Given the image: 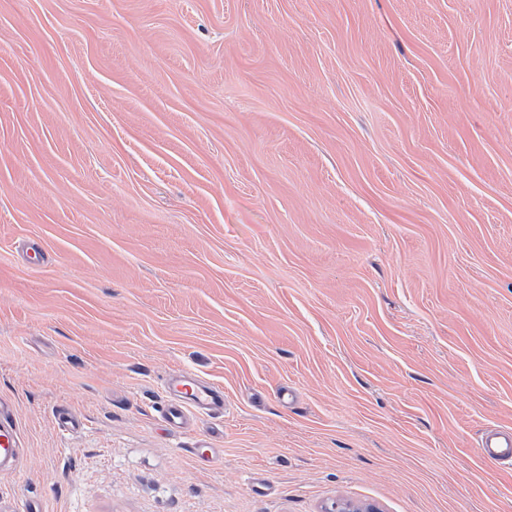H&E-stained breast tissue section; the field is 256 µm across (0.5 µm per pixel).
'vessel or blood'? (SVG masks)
<instances>
[{
	"instance_id": "1",
	"label": "vessel or blood",
	"mask_w": 512,
	"mask_h": 512,
	"mask_svg": "<svg viewBox=\"0 0 512 512\" xmlns=\"http://www.w3.org/2000/svg\"><path fill=\"white\" fill-rule=\"evenodd\" d=\"M163 389L169 398L162 417L174 428L185 427L189 416H215L224 412V390L190 371L169 375ZM490 461H512V430L501 429L488 435L480 449ZM19 458L18 437L14 427L0 419V467Z\"/></svg>"
}]
</instances>
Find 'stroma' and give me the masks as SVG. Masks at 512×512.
I'll list each match as a JSON object with an SVG mask.
<instances>
[{
  "label": "stroma",
  "instance_id": "35a3bbf8",
  "mask_svg": "<svg viewBox=\"0 0 512 512\" xmlns=\"http://www.w3.org/2000/svg\"><path fill=\"white\" fill-rule=\"evenodd\" d=\"M0 404V512H512V0H0ZM169 397L162 417L174 428H184L190 415L215 416L224 414V389L190 371L169 375L163 383ZM18 437L14 427L1 419L0 411V467L15 463L19 458ZM480 452L490 461H512V430L501 429L488 435L482 443Z\"/></svg>",
  "mask_w": 512,
  "mask_h": 512
}]
</instances>
